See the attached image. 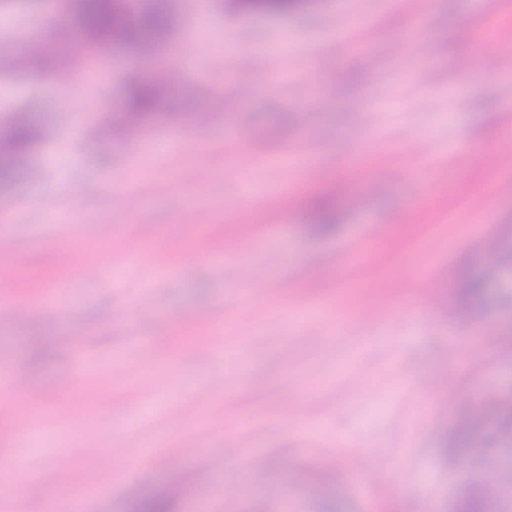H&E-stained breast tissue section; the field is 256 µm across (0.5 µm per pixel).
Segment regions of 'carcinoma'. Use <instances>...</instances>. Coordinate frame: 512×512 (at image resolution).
I'll return each mask as SVG.
<instances>
[{
	"mask_svg": "<svg viewBox=\"0 0 512 512\" xmlns=\"http://www.w3.org/2000/svg\"><path fill=\"white\" fill-rule=\"evenodd\" d=\"M305 0H234L243 12L285 14L302 7ZM68 9L76 28V36L61 46L46 49L45 56L32 65L26 56H18L13 71L32 69L57 77L74 61L76 53L92 65L99 54L119 46L140 53L153 52L164 45L174 28L170 0H68ZM168 74H157L149 80H132L131 96L126 109L113 118L122 132H133L159 119L167 92ZM46 131L33 122L28 113L8 110L0 117V186L9 184L26 168L31 148L44 138ZM456 286L462 301L480 304L483 283L464 273L457 275ZM131 512H173V500L151 494L135 500ZM456 512H495V503L487 494L468 493L457 503Z\"/></svg>",
	"mask_w": 512,
	"mask_h": 512,
	"instance_id": "1",
	"label": "carcinoma"
}]
</instances>
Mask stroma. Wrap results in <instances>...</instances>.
Listing matches in <instances>:
<instances>
[{"label": "stroma", "instance_id": "stroma-1", "mask_svg": "<svg viewBox=\"0 0 512 512\" xmlns=\"http://www.w3.org/2000/svg\"><path fill=\"white\" fill-rule=\"evenodd\" d=\"M173 4L172 45L204 16L237 66L203 44L191 76L168 52L142 64L116 47L67 99L9 65L41 0H0V108L47 129L24 175L0 186L12 204L0 237L14 244L0 254V294L28 308L0 323V371L28 383L0 415L12 493L0 512H128L157 493L173 494L175 512H322L327 493L338 512H453L488 467L512 463L500 409L512 354L499 347L512 338V273L468 312L452 279L490 268L486 242L512 245V41L499 38L512 0H360L379 32L360 52L335 36L354 25L341 0L285 16ZM161 62L174 69L166 117L111 137L103 110L125 107L127 77ZM248 193L267 221L229 256ZM320 199L329 234L310 218ZM189 209L205 225L184 223ZM82 224L112 234L77 235ZM226 263L264 274L247 310V282ZM55 288L65 294L53 302ZM310 303L344 310L347 328L293 326L290 311ZM74 331L95 374L74 373L59 342ZM422 380L441 386L416 394ZM463 416L477 454L444 452ZM230 442L241 455L208 468ZM60 461L80 487L63 489Z\"/></svg>", "mask_w": 512, "mask_h": 512}]
</instances>
